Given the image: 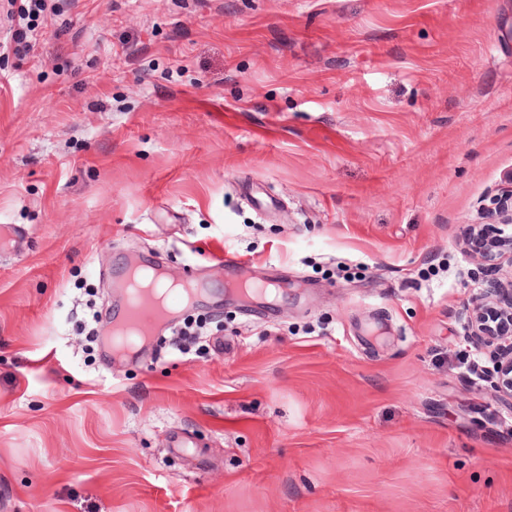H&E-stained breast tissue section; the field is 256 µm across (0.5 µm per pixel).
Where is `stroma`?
Segmentation results:
<instances>
[{
    "mask_svg": "<svg viewBox=\"0 0 512 512\" xmlns=\"http://www.w3.org/2000/svg\"><path fill=\"white\" fill-rule=\"evenodd\" d=\"M511 181L512 0H0V512H512ZM143 256L200 339L116 360ZM507 288L509 295V306L497 308L490 305L483 299H476L469 307L470 337L474 342L491 348L493 353L494 367L490 375V383L497 393L503 396L512 397V278ZM486 310H497L504 313L502 317L506 320V326L500 331H491L482 322Z\"/></svg>",
    "mask_w": 512,
    "mask_h": 512,
    "instance_id": "stroma-1",
    "label": "stroma"
}]
</instances>
